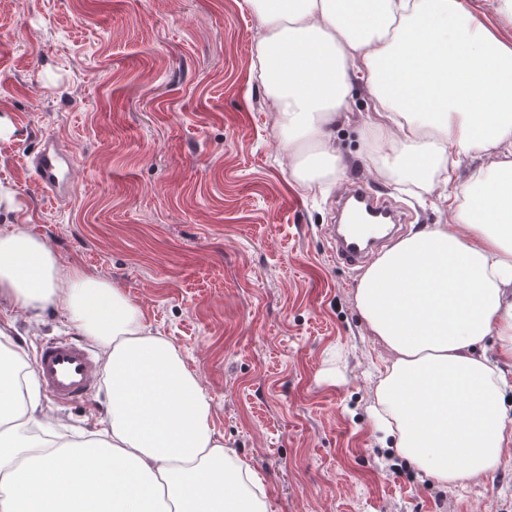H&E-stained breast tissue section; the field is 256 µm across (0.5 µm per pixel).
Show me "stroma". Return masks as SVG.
<instances>
[{"instance_id":"35a3bbf8","label":"stroma","mask_w":512,"mask_h":512,"mask_svg":"<svg viewBox=\"0 0 512 512\" xmlns=\"http://www.w3.org/2000/svg\"><path fill=\"white\" fill-rule=\"evenodd\" d=\"M259 27L244 0H0V186L15 204L0 225L124 289L198 375L267 512H512V461L445 486L384 459L380 350L354 299L364 269L337 263L325 227L357 177L408 213L400 234L449 213L367 159L373 100L357 81L330 130L339 186L300 189L254 71ZM53 138L76 158L63 203L30 165ZM67 334L80 331L51 309L10 331L28 362ZM39 400L91 440L108 394Z\"/></svg>"}]
</instances>
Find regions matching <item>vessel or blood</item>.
<instances>
[{"label": "vessel or blood", "instance_id": "obj_1", "mask_svg": "<svg viewBox=\"0 0 512 512\" xmlns=\"http://www.w3.org/2000/svg\"><path fill=\"white\" fill-rule=\"evenodd\" d=\"M33 164L42 189L54 197L63 190L64 169L74 166L75 157L56 148L43 151ZM338 201L343 224L341 230L331 233L336 243V258L348 266L362 265L380 245L376 225L367 221L368 210L390 213L396 224L401 223L402 217L375 201L360 183L350 185ZM34 368L43 389L62 403L87 400L101 381L100 368L91 350L70 335L45 343L37 354Z\"/></svg>", "mask_w": 512, "mask_h": 512}]
</instances>
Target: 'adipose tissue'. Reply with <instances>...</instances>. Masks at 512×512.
Returning <instances> with one entry per match:
<instances>
[{
	"label": "adipose tissue",
	"instance_id": "adipose-tissue-1",
	"mask_svg": "<svg viewBox=\"0 0 512 512\" xmlns=\"http://www.w3.org/2000/svg\"><path fill=\"white\" fill-rule=\"evenodd\" d=\"M260 19L258 79L294 181L337 173L329 126L366 85L378 171L441 200L446 224L394 243L356 306L385 354L372 414L397 456L444 484L512 459V45L465 0H245ZM479 158L466 181L461 156ZM0 301L54 309L105 354L103 442L34 451L36 390L0 359V512H267L256 472L216 437L210 399L116 284L61 268L41 238L0 227Z\"/></svg>",
	"mask_w": 512,
	"mask_h": 512
}]
</instances>
